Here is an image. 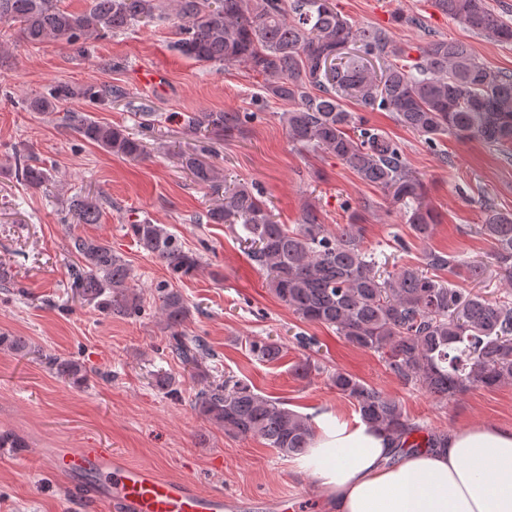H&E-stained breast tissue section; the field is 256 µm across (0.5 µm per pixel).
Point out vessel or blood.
<instances>
[{
	"mask_svg": "<svg viewBox=\"0 0 512 512\" xmlns=\"http://www.w3.org/2000/svg\"><path fill=\"white\" fill-rule=\"evenodd\" d=\"M62 473L93 471L118 512H224V497L206 494L187 480L160 478L144 466L114 463L101 448L62 449L49 458Z\"/></svg>",
	"mask_w": 512,
	"mask_h": 512,
	"instance_id": "vessel-or-blood-1",
	"label": "vessel or blood"
}]
</instances>
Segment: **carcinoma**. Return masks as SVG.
I'll use <instances>...</instances> for the list:
<instances>
[{
  "label": "carcinoma",
  "instance_id": "cac0c4a2",
  "mask_svg": "<svg viewBox=\"0 0 512 512\" xmlns=\"http://www.w3.org/2000/svg\"><path fill=\"white\" fill-rule=\"evenodd\" d=\"M174 2L170 10L166 0H91L87 9L74 12L60 8L58 0H0V22L17 24L29 43L59 41L80 52L91 37L173 20L179 30L174 47L181 55L199 63L242 64L264 76L265 95L290 105L281 119L291 141L336 157L362 181L380 188L400 207L420 240L432 236L436 223L422 178L409 167L402 148L347 110L344 99H356L365 112L393 113L428 144L448 134L512 145V72L484 66L464 43L436 39L414 49L382 28L354 25L332 0ZM434 3L473 31L512 42V23L492 13L486 0ZM373 56L383 60L378 72L369 61ZM76 95L106 106L120 93L96 85L77 91L63 84L33 99L30 107L52 112L57 103ZM253 118L249 112L204 111L188 119V129L203 137H230ZM66 126L113 154L133 160L145 154L142 141L86 114L70 113ZM180 158L194 181L221 194V202L198 220L240 225L248 256L266 273L270 291L301 320L334 328L348 343L382 354L386 369L404 384L441 400L512 382V292L491 301L481 291L461 288L440 275L463 273L478 283L484 263L428 252L418 265L389 271L363 247V227L357 221L332 232L307 204L300 224L291 228L275 220L255 187L228 181L195 151ZM15 167L32 188L49 181L45 167L29 158L16 157ZM68 209L79 224L99 220L100 206L87 195L72 196ZM129 230L171 279L190 278L199 270L201 255L185 248L165 225L135 220ZM481 232L491 240L493 259L512 282V214L487 213ZM70 253L75 258L69 272L74 296L105 314L139 316L142 298L125 259L105 242L81 235L71 236ZM157 292L169 333L166 348L204 382L194 396V410L233 437L259 438L285 457L304 453L314 437L310 417L258 395L242 380H209L208 362L216 353L204 337L182 330L188 302L166 284ZM250 348L266 361L283 353L281 345L264 339L252 341ZM45 364L73 383L84 377L75 360L48 355ZM330 381L363 421L396 441L398 454L442 447L447 432L412 421L399 400L346 372L333 373Z\"/></svg>",
  "mask_w": 512,
  "mask_h": 512
}]
</instances>
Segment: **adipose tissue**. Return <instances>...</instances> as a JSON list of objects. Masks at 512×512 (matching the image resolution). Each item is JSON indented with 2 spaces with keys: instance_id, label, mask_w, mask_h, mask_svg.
Listing matches in <instances>:
<instances>
[{
  "instance_id": "adipose-tissue-1",
  "label": "adipose tissue",
  "mask_w": 512,
  "mask_h": 512,
  "mask_svg": "<svg viewBox=\"0 0 512 512\" xmlns=\"http://www.w3.org/2000/svg\"><path fill=\"white\" fill-rule=\"evenodd\" d=\"M311 422L314 441L294 467L317 481L330 512H512L510 425H461L444 447L396 462L371 424L330 409Z\"/></svg>"
}]
</instances>
